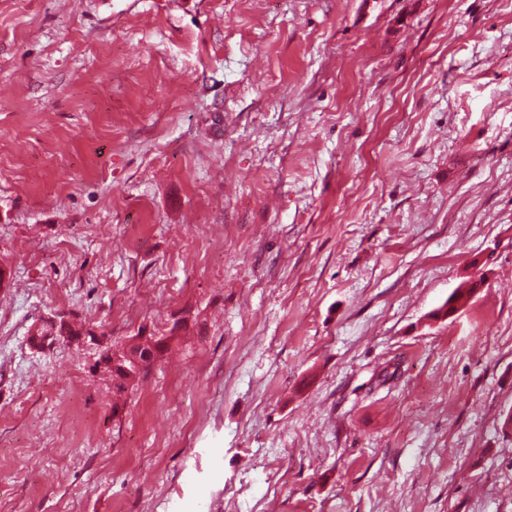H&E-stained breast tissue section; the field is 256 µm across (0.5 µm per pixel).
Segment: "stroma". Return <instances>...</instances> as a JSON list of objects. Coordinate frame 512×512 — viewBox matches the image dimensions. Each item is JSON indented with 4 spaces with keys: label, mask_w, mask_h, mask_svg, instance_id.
Wrapping results in <instances>:
<instances>
[{
    "label": "stroma",
    "mask_w": 512,
    "mask_h": 512,
    "mask_svg": "<svg viewBox=\"0 0 512 512\" xmlns=\"http://www.w3.org/2000/svg\"><path fill=\"white\" fill-rule=\"evenodd\" d=\"M0 267V512H512V0H0Z\"/></svg>",
    "instance_id": "obj_1"
}]
</instances>
